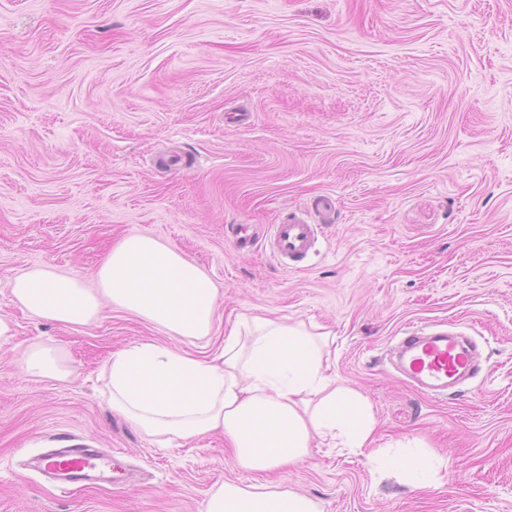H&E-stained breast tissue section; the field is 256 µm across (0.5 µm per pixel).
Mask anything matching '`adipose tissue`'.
<instances>
[{
    "label": "adipose tissue",
    "mask_w": 512,
    "mask_h": 512,
    "mask_svg": "<svg viewBox=\"0 0 512 512\" xmlns=\"http://www.w3.org/2000/svg\"><path fill=\"white\" fill-rule=\"evenodd\" d=\"M96 289L43 267L8 281L13 301L31 315L71 325L96 320L102 301L132 311L169 333L200 340L211 333L218 290L196 264L145 234L124 237L95 274ZM329 335L263 317L227 333L209 361L143 343L109 361L113 408L148 435L169 441L222 433L238 462L271 472L304 463L311 441L333 440L367 454L384 477H433L430 456L372 451L374 416L365 398L337 384ZM27 373L69 374L63 352L40 344L24 353ZM204 512H317L315 503L274 485L213 487Z\"/></svg>",
    "instance_id": "obj_1"
}]
</instances>
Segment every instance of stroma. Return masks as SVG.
<instances>
[{"instance_id": "1", "label": "stroma", "mask_w": 512, "mask_h": 512, "mask_svg": "<svg viewBox=\"0 0 512 512\" xmlns=\"http://www.w3.org/2000/svg\"><path fill=\"white\" fill-rule=\"evenodd\" d=\"M334 223L284 269L263 231L322 195ZM248 225L255 245L234 246ZM197 264L219 298L190 340L126 309L67 326L13 303L37 266L94 287L125 235ZM0 512H203L213 485L271 479L318 512H512V0H0ZM265 316L335 338L381 448L442 459L418 488L313 443L263 476L222 434L168 443L107 403L111 354L213 359ZM473 338L486 370L431 397L388 352L408 324ZM64 352L67 379L23 353ZM123 478L64 492L29 461L64 441ZM23 364L26 372L33 376L64 380L70 374L66 355L40 344H34L25 351Z\"/></svg>"}]
</instances>
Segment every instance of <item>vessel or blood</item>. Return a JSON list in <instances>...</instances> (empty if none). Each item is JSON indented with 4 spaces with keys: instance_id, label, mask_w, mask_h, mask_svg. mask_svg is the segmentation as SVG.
<instances>
[{
    "instance_id": "b4317fda",
    "label": "vessel or blood",
    "mask_w": 512,
    "mask_h": 512,
    "mask_svg": "<svg viewBox=\"0 0 512 512\" xmlns=\"http://www.w3.org/2000/svg\"><path fill=\"white\" fill-rule=\"evenodd\" d=\"M313 207L315 220L294 214L271 225L270 250L280 264L295 267L306 259L317 242L316 226L329 221L336 207L333 196L324 195ZM399 372L417 390L447 394L479 367L476 347L463 343L457 334L434 326H421L406 332L398 342ZM106 464L95 448H57L40 456L36 469L51 482L66 485L93 480L94 472Z\"/></svg>"
}]
</instances>
